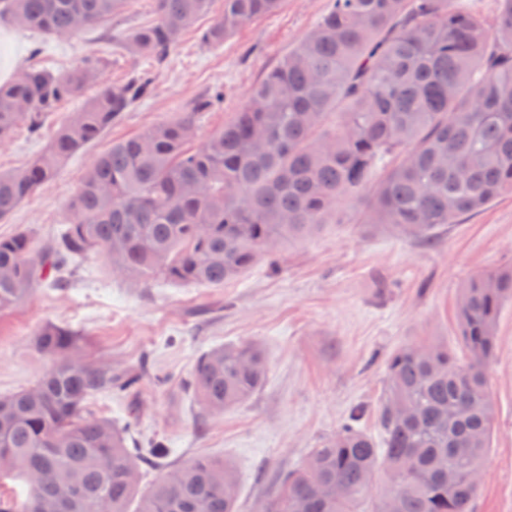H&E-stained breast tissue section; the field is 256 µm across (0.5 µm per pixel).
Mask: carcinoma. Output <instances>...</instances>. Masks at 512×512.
Returning a JSON list of instances; mask_svg holds the SVG:
<instances>
[{
    "mask_svg": "<svg viewBox=\"0 0 512 512\" xmlns=\"http://www.w3.org/2000/svg\"><path fill=\"white\" fill-rule=\"evenodd\" d=\"M126 0H0V20L58 38L90 30ZM213 0H153L155 19L124 37L133 56L158 63ZM282 0H224L202 33L222 45ZM102 59L66 74L35 65L0 83V140L41 129L59 102L97 81ZM153 87L148 74L101 88L70 113L26 167L0 172V221L81 149L99 139ZM217 91L145 131L112 143L77 179L67 218L45 247L22 231L0 237V311L36 286L63 292L76 261L99 253L113 273L218 288L267 250L329 223L342 201L374 187L363 223L430 242L435 233L512 193V0L493 29L456 0H331L327 12L251 89L224 127L191 146L199 112ZM512 302V269L477 275L460 289L458 356L437 342L405 344L385 362L377 408L381 441L354 408L284 474L259 512H473L491 448L489 389L497 327ZM82 334L48 323L34 346L51 366L32 386L0 396V512H238V475L205 457L164 468L139 491V458L163 463L154 439L131 448L130 426L87 412L103 392L132 389L138 374L80 357ZM254 343L199 358L189 384L202 410L220 414L263 384ZM386 476L371 494L378 473Z\"/></svg>",
    "mask_w": 512,
    "mask_h": 512,
    "instance_id": "cac0c4a2",
    "label": "carcinoma"
}]
</instances>
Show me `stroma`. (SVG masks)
<instances>
[{
	"mask_svg": "<svg viewBox=\"0 0 512 512\" xmlns=\"http://www.w3.org/2000/svg\"><path fill=\"white\" fill-rule=\"evenodd\" d=\"M330 0H284L271 15L242 25L224 44L201 34L223 9L182 33L168 63L152 69L154 90L78 152L56 176L0 222V237L28 231L49 241L67 216L80 172L112 142L142 132L223 88L224 102L202 111L198 140L223 128L252 86L320 20ZM152 0H128L112 21L58 39L21 33L0 23V79L35 63L58 72L86 55L105 58L98 86L122 83L146 60L127 54L122 33L150 22ZM39 47L30 57L31 47ZM74 109L47 113L37 134L0 141V172L22 168L48 146ZM368 195L336 208L333 223L314 235L278 243L243 277L219 288L156 281L141 285L112 274L91 255L76 264L73 286L34 289L0 312V395L35 383L49 360L33 345L44 324L80 330L83 357L127 372L149 360L131 396L101 394L87 409L124 423L135 416L138 442L165 440L170 462L207 456L239 474L240 512L271 497L282 474L301 464L319 440L335 434L350 408L367 414L360 426L378 434L376 408L385 390V360L402 345L433 340L458 350V301L472 276L512 267V195L448 225L435 245L400 239L362 222ZM253 342L266 357L267 377L248 401L220 415L201 416L187 390L200 357L227 343ZM496 407L491 448L474 512H512V303L501 311L489 371Z\"/></svg>",
	"mask_w": 512,
	"mask_h": 512,
	"instance_id": "35a3bbf8",
	"label": "stroma"
}]
</instances>
